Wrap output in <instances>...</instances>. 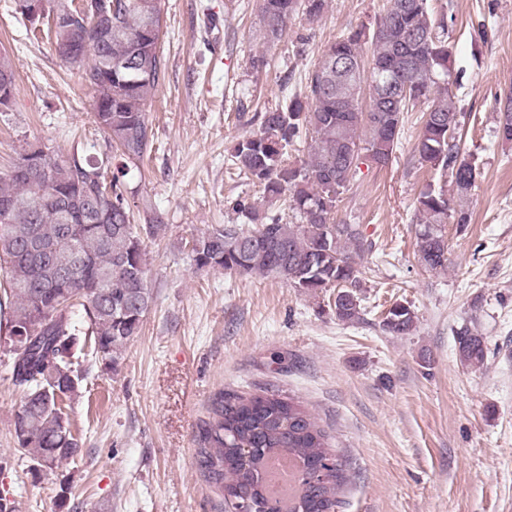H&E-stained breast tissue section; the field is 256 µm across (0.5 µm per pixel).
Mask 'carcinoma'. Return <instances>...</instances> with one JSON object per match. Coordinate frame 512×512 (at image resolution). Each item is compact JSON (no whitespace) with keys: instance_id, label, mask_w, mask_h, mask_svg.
<instances>
[{"instance_id":"1","label":"carcinoma","mask_w":512,"mask_h":512,"mask_svg":"<svg viewBox=\"0 0 512 512\" xmlns=\"http://www.w3.org/2000/svg\"><path fill=\"white\" fill-rule=\"evenodd\" d=\"M45 22L52 45L78 67L92 93L93 118L123 165L152 152L146 106L165 79L160 53L165 0H107L97 17L78 0H48ZM326 0H261L264 38L282 39L298 12L321 15ZM90 40L86 55L65 56V47ZM370 57H365V45ZM11 59L0 55V90L15 91ZM448 14L432 0H390L372 30L354 31L330 44L309 73L304 96L286 97L260 115L258 132L238 141V174L260 183L273 198L287 191L301 223L287 224L238 203L255 227L218 225L192 239L190 257L199 269L274 275L296 288L315 292L341 287L336 318L360 316L358 270L354 258L367 249L359 226L335 219L337 202L360 166L389 165L398 145L403 114L422 108V128L414 151L422 164L445 176L419 193L417 240L426 267L448 262L445 224L468 223L455 203L468 197L478 177L474 158L461 148V125L453 88ZM498 133L512 142V96L501 112ZM310 135L309 159L288 163V147ZM24 153L0 177V269L3 298L12 307L7 324L12 379L23 397L13 417L16 451L38 466L53 468L74 459L81 448L72 431L67 401L82 376L76 351L89 349L92 361L115 367L141 328L152 303L142 234L156 224H137L118 178L107 180L110 161L49 152L43 170L18 174ZM56 184L71 189L53 198ZM57 249L61 267L43 265L27 248L30 230ZM414 312L396 304L387 310L385 331L406 335ZM462 361L480 365L485 339L468 326L456 331ZM197 462L230 509L251 512L269 507L267 462L287 453L298 470V492L288 512H335L347 475L331 450L328 432L295 398L263 392L222 395L201 434Z\"/></svg>"}]
</instances>
